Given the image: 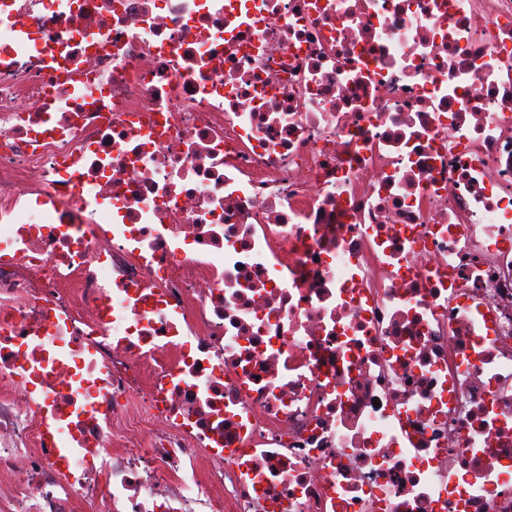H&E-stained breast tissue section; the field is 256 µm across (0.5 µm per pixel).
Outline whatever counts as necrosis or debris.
<instances>
[{"instance_id": "4bbe7bcc", "label": "necrosis or debris", "mask_w": 512, "mask_h": 512, "mask_svg": "<svg viewBox=\"0 0 512 512\" xmlns=\"http://www.w3.org/2000/svg\"><path fill=\"white\" fill-rule=\"evenodd\" d=\"M1 478L512 512V0H0Z\"/></svg>"}]
</instances>
